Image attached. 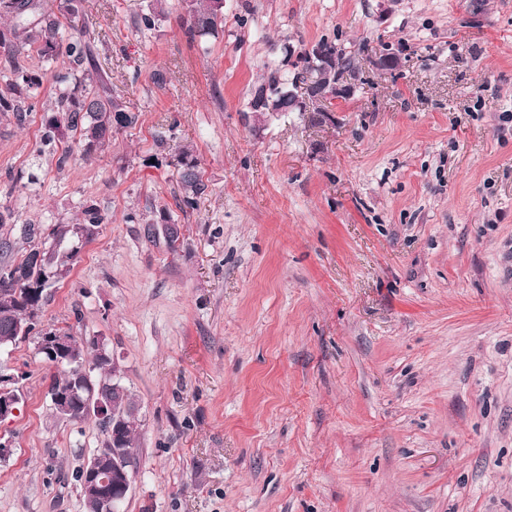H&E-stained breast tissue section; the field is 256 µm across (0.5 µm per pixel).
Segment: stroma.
<instances>
[{
  "label": "stroma",
  "instance_id": "stroma-1",
  "mask_svg": "<svg viewBox=\"0 0 512 512\" xmlns=\"http://www.w3.org/2000/svg\"><path fill=\"white\" fill-rule=\"evenodd\" d=\"M188 4L145 29L152 0H79L69 33L138 117L88 157L42 142L66 62L0 51V80L43 78L24 124L0 112V261L24 225L102 216L36 329L120 365L126 512H512V0H224L195 39ZM323 42L354 55V96L255 120L254 88ZM11 364L0 512H85L97 423L53 415L34 340ZM180 177L179 186L181 192L184 194V201L188 204L194 200V197L202 194L205 190V185L202 183L197 171V164L194 158H191L189 152H184L180 160Z\"/></svg>",
  "mask_w": 512,
  "mask_h": 512
}]
</instances>
